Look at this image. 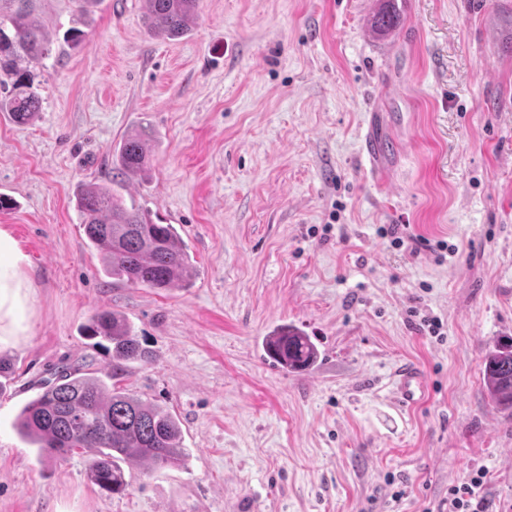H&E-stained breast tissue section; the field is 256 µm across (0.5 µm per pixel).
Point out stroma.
<instances>
[{
	"label": "stroma",
	"instance_id": "stroma-1",
	"mask_svg": "<svg viewBox=\"0 0 512 512\" xmlns=\"http://www.w3.org/2000/svg\"><path fill=\"white\" fill-rule=\"evenodd\" d=\"M380 7L199 0L193 31L165 41L141 0H103L78 48L53 42L34 67L36 115L0 112V227L36 298L30 336L0 353V512H432L480 469L488 512H512V412L483 385L512 336V0H397L385 37ZM136 126L151 168L120 192L176 226L188 288L113 283L74 206L80 184L111 183ZM368 130L393 145L376 171ZM102 309L155 355L119 387L169 410L190 450L127 468L113 497L86 454L42 457L15 426L58 367L109 377L83 332ZM282 324L317 344L308 371L264 354ZM404 364L428 378L410 411ZM393 389L400 407H412L423 398L425 377L419 368L405 366L395 374Z\"/></svg>",
	"mask_w": 512,
	"mask_h": 512
}]
</instances>
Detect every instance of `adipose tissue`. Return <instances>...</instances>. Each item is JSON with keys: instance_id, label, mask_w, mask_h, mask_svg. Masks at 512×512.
Segmentation results:
<instances>
[{"instance_id": "obj_1", "label": "adipose tissue", "mask_w": 512, "mask_h": 512, "mask_svg": "<svg viewBox=\"0 0 512 512\" xmlns=\"http://www.w3.org/2000/svg\"><path fill=\"white\" fill-rule=\"evenodd\" d=\"M27 257L6 228H0V352L30 334L34 294L26 275Z\"/></svg>"}]
</instances>
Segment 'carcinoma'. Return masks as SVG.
<instances>
[{
	"instance_id": "carcinoma-1",
	"label": "carcinoma",
	"mask_w": 512,
	"mask_h": 512,
	"mask_svg": "<svg viewBox=\"0 0 512 512\" xmlns=\"http://www.w3.org/2000/svg\"><path fill=\"white\" fill-rule=\"evenodd\" d=\"M38 0H0V112L17 123L27 122L41 103L31 65L49 51L48 34L36 15ZM143 12L155 34L179 40L197 19L198 0H142ZM73 26L64 41L79 46L85 18L102 0H73ZM399 13L384 6L373 29L393 30ZM147 133L136 130L114 151L117 174H138L150 168ZM112 185H82L75 208L88 241L101 253L106 274L132 286L171 288L193 276L191 257L172 224H158L150 214L126 204ZM84 335L112 350V371L131 363L148 364L154 354L142 346L125 316L109 309L96 312L84 325ZM265 354L281 368L298 372L312 367L319 355L311 337L291 326L278 327L265 337ZM484 383L493 404L512 410V339L504 340L484 359ZM20 435L31 440L45 457L76 450L91 455L88 474L100 490L122 494L129 486L123 462L156 468L185 463L188 449L180 442V426L168 411L127 395L116 385L65 367L62 376L42 388L21 410L16 422Z\"/></svg>"
}]
</instances>
